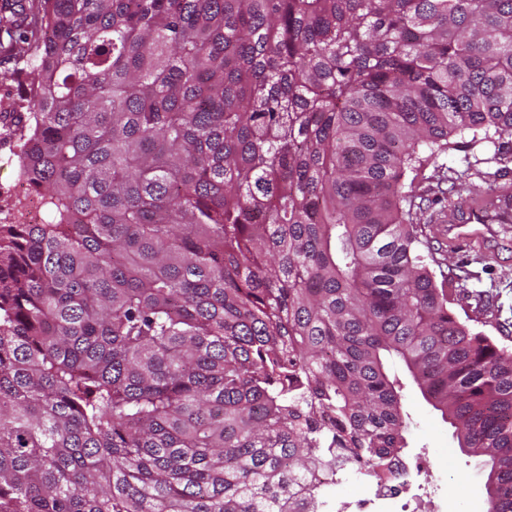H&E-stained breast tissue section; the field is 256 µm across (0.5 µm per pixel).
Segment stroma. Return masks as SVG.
<instances>
[{"label": "stroma", "instance_id": "1", "mask_svg": "<svg viewBox=\"0 0 512 512\" xmlns=\"http://www.w3.org/2000/svg\"><path fill=\"white\" fill-rule=\"evenodd\" d=\"M29 84L26 72L0 56V154L13 139L9 115ZM493 154L492 145L479 142L449 150L442 161L449 170L465 172L466 183L474 188H500L512 180L499 176ZM450 187V182L433 178L417 191V222L438 261L435 272L448 281L450 308L456 316L512 353V224L494 225L488 243L449 242L444 219L458 199ZM390 374L401 386L406 413L404 456H425L430 466L425 477L437 485V512H488L486 477L475 459L459 448L450 425L424 400L401 362H392Z\"/></svg>", "mask_w": 512, "mask_h": 512}]
</instances>
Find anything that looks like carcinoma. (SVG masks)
I'll use <instances>...</instances> for the list:
<instances>
[{
  "mask_svg": "<svg viewBox=\"0 0 512 512\" xmlns=\"http://www.w3.org/2000/svg\"><path fill=\"white\" fill-rule=\"evenodd\" d=\"M44 224H0V512H318L406 447L403 362L512 512V353L415 182L512 154V0H27Z\"/></svg>",
  "mask_w": 512,
  "mask_h": 512,
  "instance_id": "1",
  "label": "carcinoma"
}]
</instances>
